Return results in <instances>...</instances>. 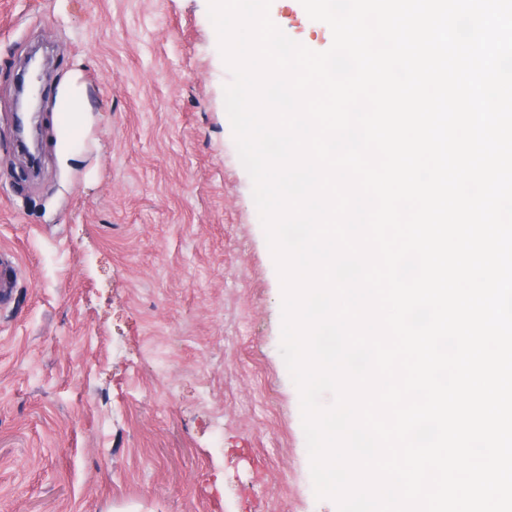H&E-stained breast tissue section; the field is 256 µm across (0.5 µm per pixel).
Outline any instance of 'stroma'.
<instances>
[{
	"mask_svg": "<svg viewBox=\"0 0 512 512\" xmlns=\"http://www.w3.org/2000/svg\"><path fill=\"white\" fill-rule=\"evenodd\" d=\"M272 21L311 50L299 0ZM49 48L42 161L14 134ZM89 97L61 167L53 99ZM208 0H0V512H337L280 352L282 286L224 103ZM18 265L14 257L0 253V303L8 301L17 284Z\"/></svg>",
	"mask_w": 512,
	"mask_h": 512,
	"instance_id": "stroma-1",
	"label": "stroma"
}]
</instances>
